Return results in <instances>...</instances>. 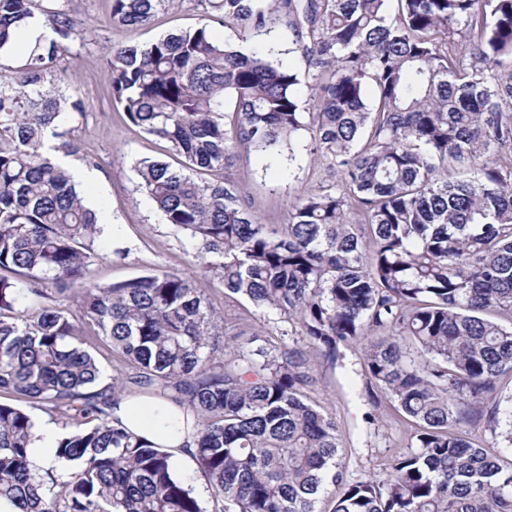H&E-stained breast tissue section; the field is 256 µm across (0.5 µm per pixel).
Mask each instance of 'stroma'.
<instances>
[{"label":"stroma","mask_w":512,"mask_h":512,"mask_svg":"<svg viewBox=\"0 0 512 512\" xmlns=\"http://www.w3.org/2000/svg\"><path fill=\"white\" fill-rule=\"evenodd\" d=\"M65 5L76 24L77 38L70 58L58 63L65 75L58 87L81 101L84 115L75 121L73 151L62 149L57 156L67 160L70 167L95 173V182L82 186L81 192L86 202L99 210L103 221L118 226L117 234L107 238L92 265L90 281L103 285L151 271L194 273L187 235L165 224L134 170L135 161L143 157L175 168L180 162L165 141L128 122L112 96L107 57L112 45L145 44L196 26L201 15L197 2L176 0L172 10L159 13L146 28L109 26L110 0H65ZM289 37L287 28L281 26L268 36L267 43L275 48L277 60L294 68L300 109L307 112L311 109L308 68L299 55L287 54ZM309 143V135L303 131L295 140L293 160L283 159L269 167L256 156L243 155L224 169V177L245 187L251 209L261 223H285L297 194L335 184L336 173L313 161ZM200 284L223 312L229 330L256 327L269 334L276 332L268 312L241 298L226 297L217 277L203 278ZM315 377L307 395L332 413L344 436V475L348 481L368 478L407 450V428L380 389L370 383L360 346L340 348L336 362L317 361Z\"/></svg>","instance_id":"stroma-1"}]
</instances>
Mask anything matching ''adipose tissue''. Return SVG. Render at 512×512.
<instances>
[{"mask_svg":"<svg viewBox=\"0 0 512 512\" xmlns=\"http://www.w3.org/2000/svg\"><path fill=\"white\" fill-rule=\"evenodd\" d=\"M113 416L132 432L165 448L173 463H190L189 452L194 448L192 422L176 404L155 397L123 396Z\"/></svg>","mask_w":512,"mask_h":512,"instance_id":"1","label":"adipose tissue"}]
</instances>
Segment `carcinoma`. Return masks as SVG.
Segmentation results:
<instances>
[{
  "label": "carcinoma",
  "mask_w": 512,
  "mask_h": 512,
  "mask_svg": "<svg viewBox=\"0 0 512 512\" xmlns=\"http://www.w3.org/2000/svg\"><path fill=\"white\" fill-rule=\"evenodd\" d=\"M173 3L112 0V24L146 27ZM199 3L191 30L112 46V96L193 171L135 163L199 274L271 312L281 339L227 332L184 273L88 283L104 229L46 144L82 108L45 88L75 24L62 0H0V49L36 14L50 29L0 75V392L72 427L37 479L32 418L0 402V497L19 512H318L337 485L327 512H512V406L497 400L512 378V0ZM215 22L244 40L286 26L314 111L291 68L216 39ZM301 130L338 180L263 224L215 173L243 153L275 163ZM65 292L78 315L58 308ZM82 336L118 356L112 384ZM357 341L411 431L406 452L349 483L336 421L305 390L315 359ZM121 393L195 416L210 508L166 451L114 423ZM481 421L509 458L471 441Z\"/></svg>",
  "instance_id": "cac0c4a2"
}]
</instances>
